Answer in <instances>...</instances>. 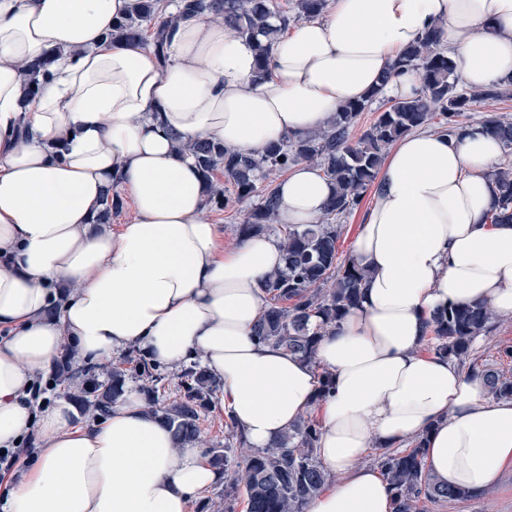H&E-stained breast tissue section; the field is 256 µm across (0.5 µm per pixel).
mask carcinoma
I'll use <instances>...</instances> for the list:
<instances>
[{
  "label": "carcinoma",
  "instance_id": "1",
  "mask_svg": "<svg viewBox=\"0 0 512 512\" xmlns=\"http://www.w3.org/2000/svg\"><path fill=\"white\" fill-rule=\"evenodd\" d=\"M327 0H295L293 13L279 8L273 0H184L182 13L209 12L224 17V26L234 35L255 41V77L267 72L273 41L301 20L321 17ZM177 18L161 7V0H136L131 12L112 26L111 37L127 43L149 41L156 54L166 59L169 33ZM445 31L433 26L388 66L380 83L364 98L342 106L328 128L306 135L288 136L260 154L231 151L212 139L193 142L188 153L202 174L206 205L225 210L232 203L257 197L259 202L238 226V237L276 230L285 253V267L264 281L265 304L254 326L261 343H273L320 369L317 345L360 303L366 288V273L352 259H340L337 241L340 221L360 204L374 186L388 149L403 135L422 127L450 135L473 127L463 120L474 104L500 100L512 95L508 83H493L480 92L461 84L456 63L443 49ZM49 55L27 65L31 86L49 75ZM414 70L420 89L410 98L387 99L384 88L399 72ZM382 110L358 139L352 134L363 113L374 103ZM480 127L512 149V120L494 113L484 116ZM318 165L336 185V193L317 224H278L277 194L271 177L288 172L298 161ZM223 174L233 193L221 187ZM497 192L488 215L492 224L512 222V171L491 173ZM502 317L488 306L475 303L450 305L435 313L425 326V347L466 368L468 376L482 381L496 398L512 399V378L482 364L473 357L476 340L492 332ZM134 370L145 380L144 390L150 411L172 431L178 444L197 439L202 410L214 404L218 381L206 369L191 365L181 373L183 396L170 406H158L159 384L163 377L156 366L140 359ZM111 385L89 383L73 398L97 415L106 414L124 393L126 373L120 367L108 370ZM225 428L230 442L224 450L206 453L209 463L224 471V512H235L242 499L246 512H306L310 500L321 493L330 480L316 453L319 425L311 420L298 422L273 448L247 447L231 415ZM237 447H232L231 440ZM392 496L393 512H427L426 503L452 501L473 492L439 482L426 466L424 440L419 437L401 450L383 448L374 458Z\"/></svg>",
  "mask_w": 512,
  "mask_h": 512
}]
</instances>
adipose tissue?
Returning a JSON list of instances; mask_svg holds the SVG:
<instances>
[{
  "instance_id": "adipose-tissue-1",
  "label": "adipose tissue",
  "mask_w": 512,
  "mask_h": 512,
  "mask_svg": "<svg viewBox=\"0 0 512 512\" xmlns=\"http://www.w3.org/2000/svg\"><path fill=\"white\" fill-rule=\"evenodd\" d=\"M133 2L0 0V450L30 433L41 442L0 472V512H190L221 478L137 392L90 425L65 400L33 414L32 381L68 347L98 361L137 346L172 367L200 356L220 382L215 411L251 448L316 411L317 455L336 480L308 512H392L363 460L420 436L440 482L493 486L512 460V399L423 352L422 336L452 304L512 316V224L486 221L500 141L476 126L389 151L352 249L368 286L313 367L253 335L263 281L283 264L278 240L225 247L174 140L253 152L326 127L438 23L466 86L484 89L512 77V0H328L325 16L278 36L260 81L253 45L210 14L179 20L163 64L149 44L110 39ZM47 52L50 75L29 88L21 69ZM115 185L133 209L116 228L98 221ZM334 191L317 166L295 164L277 185L279 223H318Z\"/></svg>"
}]
</instances>
